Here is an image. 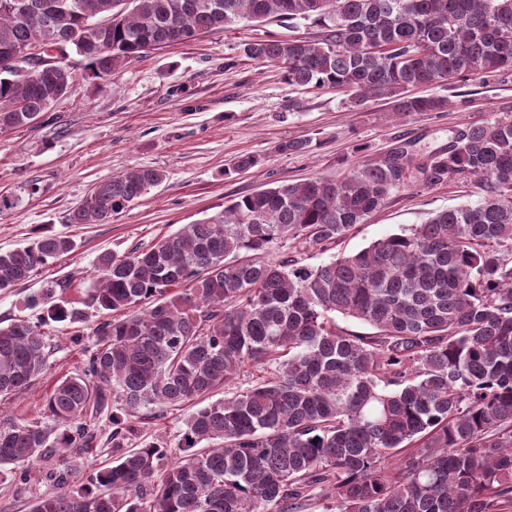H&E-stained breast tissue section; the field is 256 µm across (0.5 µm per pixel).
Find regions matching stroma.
<instances>
[{"mask_svg":"<svg viewBox=\"0 0 512 512\" xmlns=\"http://www.w3.org/2000/svg\"><path fill=\"white\" fill-rule=\"evenodd\" d=\"M305 23L242 21L197 39L149 51L99 81L76 71L67 95L32 125L0 135V195L17 208L0 213V251L28 245L38 232L70 236L74 252L49 261L16 292L0 295V326L33 317L25 298L47 283L63 284V300L81 306L97 256L150 244L220 210L230 200L281 182L334 179L355 162L401 144L427 152L457 131L498 113H512V73L498 80L439 84L437 112L395 115L390 100L350 106L345 93L289 85L279 71L244 53L258 39L314 37ZM311 139L305 154L279 152L280 142ZM251 153L263 163L232 177L225 167ZM163 169L165 181L108 224H72V209L100 180L130 169ZM476 183L414 186L393 194L339 245L352 253L388 235L424 223L435 212L478 200ZM96 313L85 322H52L46 372L28 389L0 401V428L39 422L56 381L82 365L83 347L96 340ZM184 409L156 407L137 425L136 442L161 437L177 443ZM38 477L0 483V512H30L50 493Z\"/></svg>","mask_w":512,"mask_h":512,"instance_id":"35a3bbf8","label":"stroma"}]
</instances>
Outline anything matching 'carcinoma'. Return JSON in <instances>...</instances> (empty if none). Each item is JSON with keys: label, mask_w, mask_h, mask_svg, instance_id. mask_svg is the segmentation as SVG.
<instances>
[{"label": "carcinoma", "mask_w": 512, "mask_h": 512, "mask_svg": "<svg viewBox=\"0 0 512 512\" xmlns=\"http://www.w3.org/2000/svg\"><path fill=\"white\" fill-rule=\"evenodd\" d=\"M271 19L322 33L255 40L246 56L296 87L343 88L355 107L384 97L399 115L438 111L445 99L409 90L512 72V0H0V58L36 47L59 60L28 78L0 66V135L67 94L71 51L106 80L151 49ZM311 147L289 139L278 151ZM262 164L240 155L224 177ZM165 179L158 168L107 178L69 221L109 223ZM468 179L476 203L303 263L394 193ZM76 247L42 231L0 252V294ZM511 252V113L427 154L397 147L336 180L235 198L147 248L103 252L86 296L97 341L56 382L48 420L0 429V482L37 470L54 492L31 512H291L314 491L337 512H501L512 503ZM26 306L40 308L36 320L0 327V399L46 370L44 326L85 319L53 285ZM336 314L370 332L339 328ZM247 368L261 373L251 386L209 401ZM193 402L170 464L159 439L86 474L68 460L92 447L102 417L120 449L142 410Z\"/></svg>", "instance_id": "obj_1"}]
</instances>
